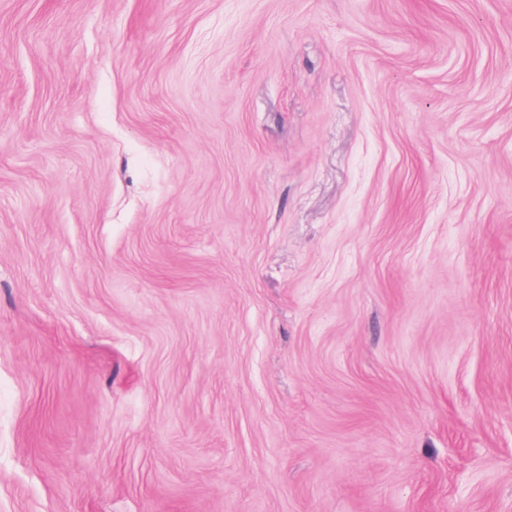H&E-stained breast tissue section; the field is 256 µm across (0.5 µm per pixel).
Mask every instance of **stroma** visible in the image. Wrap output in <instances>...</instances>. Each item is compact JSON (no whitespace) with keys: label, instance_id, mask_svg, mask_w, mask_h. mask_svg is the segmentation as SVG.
I'll use <instances>...</instances> for the list:
<instances>
[{"label":"stroma","instance_id":"obj_1","mask_svg":"<svg viewBox=\"0 0 512 512\" xmlns=\"http://www.w3.org/2000/svg\"><path fill=\"white\" fill-rule=\"evenodd\" d=\"M0 512H512V0H0Z\"/></svg>","mask_w":512,"mask_h":512}]
</instances>
